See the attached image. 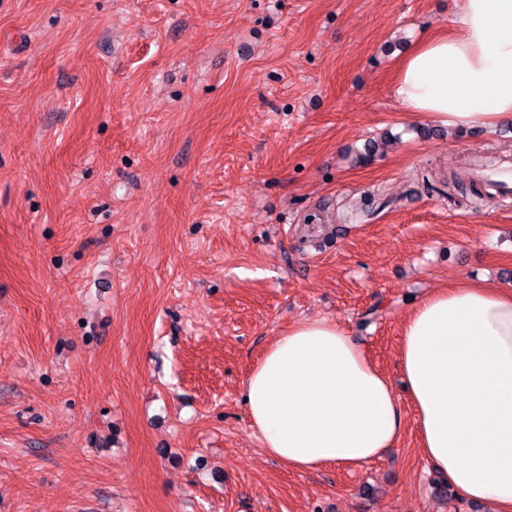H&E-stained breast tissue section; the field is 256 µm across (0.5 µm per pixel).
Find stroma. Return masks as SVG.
<instances>
[{
  "mask_svg": "<svg viewBox=\"0 0 512 512\" xmlns=\"http://www.w3.org/2000/svg\"><path fill=\"white\" fill-rule=\"evenodd\" d=\"M455 12L0 0V512H489L424 457L399 361L421 297L512 291V198L461 192L512 160V124L450 129L391 93ZM303 319L392 382L382 458L264 451L243 381Z\"/></svg>",
  "mask_w": 512,
  "mask_h": 512,
  "instance_id": "obj_1",
  "label": "stroma"
}]
</instances>
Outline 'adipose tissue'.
I'll return each instance as SVG.
<instances>
[{"mask_svg": "<svg viewBox=\"0 0 512 512\" xmlns=\"http://www.w3.org/2000/svg\"><path fill=\"white\" fill-rule=\"evenodd\" d=\"M392 94L451 129L512 122V0H460L450 25L398 61ZM399 357L425 456L460 496L512 512V291L463 283L425 296ZM244 392L263 448L296 470L358 466L402 435L389 379L326 320L277 336Z\"/></svg>", "mask_w": 512, "mask_h": 512, "instance_id": "obj_1", "label": "adipose tissue"}]
</instances>
